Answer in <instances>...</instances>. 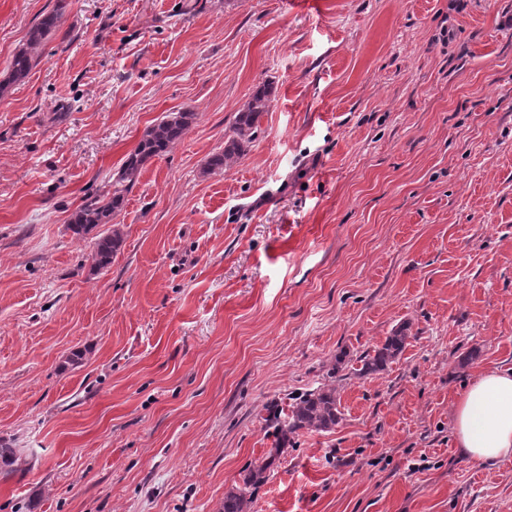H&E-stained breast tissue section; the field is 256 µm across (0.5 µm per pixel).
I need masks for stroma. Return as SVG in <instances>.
I'll list each match as a JSON object with an SVG mask.
<instances>
[{
    "label": "stroma",
    "mask_w": 512,
    "mask_h": 512,
    "mask_svg": "<svg viewBox=\"0 0 512 512\" xmlns=\"http://www.w3.org/2000/svg\"><path fill=\"white\" fill-rule=\"evenodd\" d=\"M0 80V512H218L267 405L403 323L251 512H512V456L453 434L466 384L512 367V0H0ZM264 82L246 155L207 171ZM179 111L94 271L108 228L73 213ZM57 20V14L45 15L32 29L27 45L20 48L13 57L10 71L12 81L25 78L32 68L37 65L39 60L37 48L56 27ZM121 243V232L119 228L112 229L106 235L98 238L91 255L93 268L102 270L112 262V257L117 252ZM409 338L406 325L397 327L380 347L369 351L360 359L362 366L355 369L353 374L362 377L386 370L405 350Z\"/></svg>",
    "instance_id": "35a3bbf8"
}]
</instances>
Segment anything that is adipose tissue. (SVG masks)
I'll use <instances>...</instances> for the list:
<instances>
[{"mask_svg":"<svg viewBox=\"0 0 512 512\" xmlns=\"http://www.w3.org/2000/svg\"><path fill=\"white\" fill-rule=\"evenodd\" d=\"M456 444L470 459L492 463L512 456V369L478 374L454 411Z\"/></svg>","mask_w":512,"mask_h":512,"instance_id":"1","label":"adipose tissue"}]
</instances>
